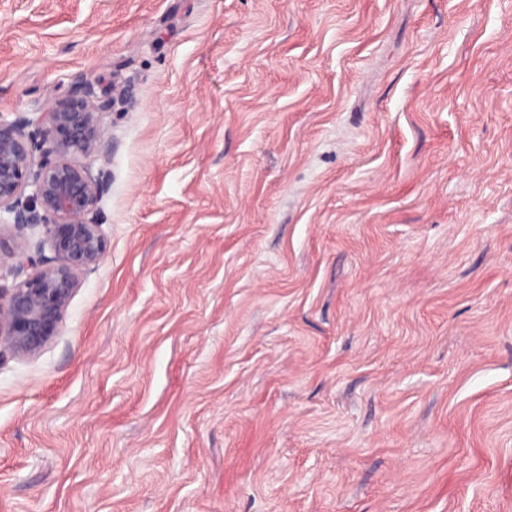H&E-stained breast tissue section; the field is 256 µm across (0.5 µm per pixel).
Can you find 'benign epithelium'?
Returning <instances> with one entry per match:
<instances>
[{"label":"benign epithelium","instance_id":"benign-epithelium-1","mask_svg":"<svg viewBox=\"0 0 512 512\" xmlns=\"http://www.w3.org/2000/svg\"><path fill=\"white\" fill-rule=\"evenodd\" d=\"M98 86L86 79L78 93L32 117L0 115V237L11 236L23 276L0 289V350L38 353L58 335L79 275L105 259L108 174L74 161L104 152L99 116L112 109L115 93Z\"/></svg>","mask_w":512,"mask_h":512}]
</instances>
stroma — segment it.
<instances>
[{"label": "stroma", "instance_id": "stroma-1", "mask_svg": "<svg viewBox=\"0 0 512 512\" xmlns=\"http://www.w3.org/2000/svg\"><path fill=\"white\" fill-rule=\"evenodd\" d=\"M98 77L0 512H512V0H0L1 116Z\"/></svg>", "mask_w": 512, "mask_h": 512}]
</instances>
